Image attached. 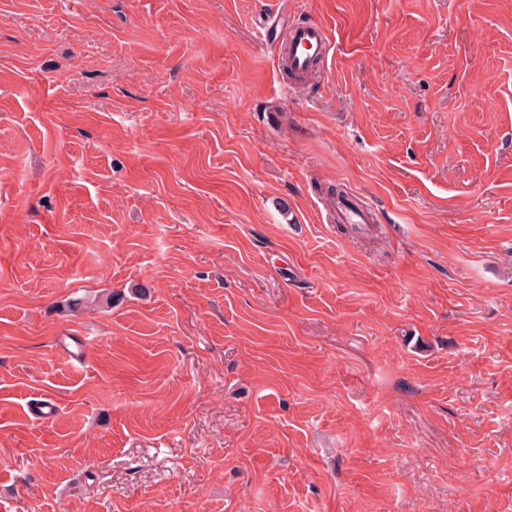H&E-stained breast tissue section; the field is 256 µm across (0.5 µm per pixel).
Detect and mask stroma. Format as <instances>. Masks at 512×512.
I'll return each instance as SVG.
<instances>
[{"mask_svg": "<svg viewBox=\"0 0 512 512\" xmlns=\"http://www.w3.org/2000/svg\"><path fill=\"white\" fill-rule=\"evenodd\" d=\"M0 512H512V0H0ZM279 56L288 63L293 76H307L312 73L319 61L326 60L332 45L326 28L321 23L289 25L281 40L277 38ZM316 64H313L314 61ZM337 224H355L357 229L365 224H374L375 217L369 206L359 205L352 198L336 200L334 205Z\"/></svg>", "mask_w": 512, "mask_h": 512, "instance_id": "stroma-1", "label": "stroma"}]
</instances>
